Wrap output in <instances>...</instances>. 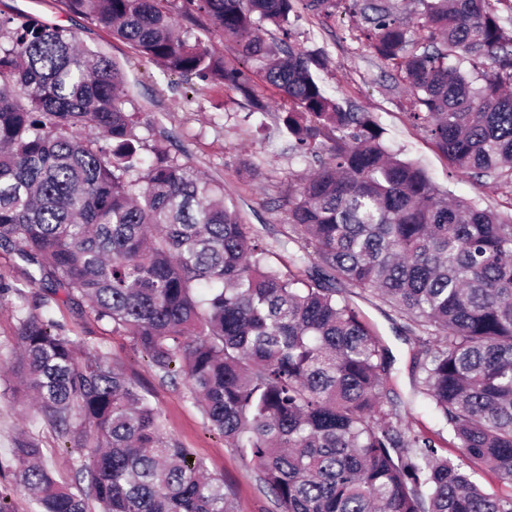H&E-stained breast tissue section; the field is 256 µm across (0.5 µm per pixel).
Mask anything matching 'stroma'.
<instances>
[{
    "label": "stroma",
    "instance_id": "1",
    "mask_svg": "<svg viewBox=\"0 0 512 512\" xmlns=\"http://www.w3.org/2000/svg\"><path fill=\"white\" fill-rule=\"evenodd\" d=\"M164 6L181 28L223 55L226 65L245 67L235 40L224 37L208 21L185 17L183 0H165ZM0 12L31 14L46 23L73 29L84 45L120 63L136 107L165 132L170 153L223 182L225 193L249 223L267 226L276 234L287 232L288 196L315 163L289 153L288 143L277 129L279 98L262 78H255L254 90L268 101L269 114L267 129L260 132L249 103L240 93L211 86L186 99L179 76L140 57L103 25L70 12L64 0H0ZM295 41L303 50L325 52L327 64L320 76L327 91L343 106L371 113L386 130L388 148L401 159L420 163L437 185L453 195L500 210L512 208V198L502 195L494 183L480 186L468 176L450 172L444 156L412 122L409 94L395 82L389 68L354 37L352 22L344 11L326 17L306 16ZM40 294V289L30 288L23 302L11 293L0 297V369L9 370L14 361L16 305L22 302L34 308ZM352 302L392 352L391 387L397 396L399 419L406 425L437 431L434 414L414 394L411 356L418 347L415 333L376 298L361 294L353 296ZM49 306L54 319L66 325L70 336L123 366L139 388L150 394L161 413L164 434L190 449L193 458L201 460L210 473L223 477L236 512H273L272 498L261 489L255 465L208 428L185 383L161 381L132 338L113 333L111 324L97 321L86 302L60 296ZM21 428L38 439L44 460L56 477L71 481L74 464L61 450L54 430L37 421L34 410L22 399L0 394V462L10 461L12 438Z\"/></svg>",
    "mask_w": 512,
    "mask_h": 512
}]
</instances>
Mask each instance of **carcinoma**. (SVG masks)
<instances>
[{
    "label": "carcinoma",
    "mask_w": 512,
    "mask_h": 512,
    "mask_svg": "<svg viewBox=\"0 0 512 512\" xmlns=\"http://www.w3.org/2000/svg\"><path fill=\"white\" fill-rule=\"evenodd\" d=\"M143 58L237 90L251 71L175 29L162 0H65ZM280 96L292 149L316 163L269 238L224 184L148 144L121 65L76 33L0 13V248L33 266L0 294L87 301L133 337L163 382L183 379L209 428L258 467L275 512H512V213L452 197L390 153L368 112L320 83L325 54L292 42L302 14L347 3L360 40L411 95L414 121L455 172L512 193V0H185ZM270 23L282 39L267 42ZM152 159H144V152ZM369 292L430 336L417 389L470 467L394 421L388 352L350 300ZM14 394L29 396L75 485L36 439L12 472L37 512H234L224 479L164 436L123 366L17 306Z\"/></svg>",
    "instance_id": "carcinoma-1"
}]
</instances>
